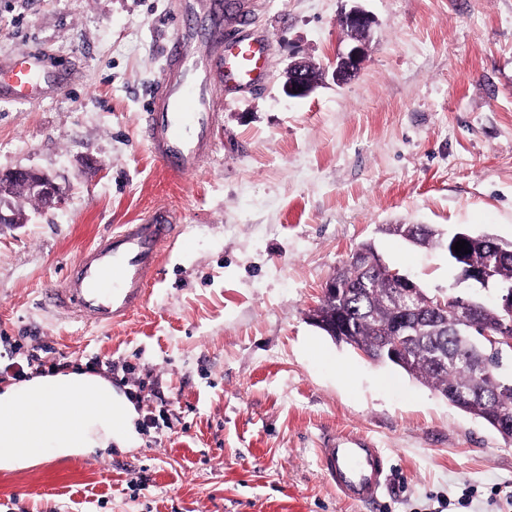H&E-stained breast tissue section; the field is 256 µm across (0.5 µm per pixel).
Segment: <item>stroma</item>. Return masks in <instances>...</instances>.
<instances>
[{
	"label": "stroma",
	"instance_id": "stroma-1",
	"mask_svg": "<svg viewBox=\"0 0 512 512\" xmlns=\"http://www.w3.org/2000/svg\"><path fill=\"white\" fill-rule=\"evenodd\" d=\"M233 35L266 59L251 84L208 71L222 109L202 167L168 176L141 115L180 0H0V59L41 50L67 76L35 103L0 102V171L55 179L62 204L21 201L0 228V383L9 339L46 343L135 404L140 442L0 470V512H464L512 498V442L401 369L308 319L361 245L429 293L461 281L444 248L389 234L426 224L512 241V0H234ZM372 18L356 76L289 97L292 61L328 67ZM184 222L144 308L96 330L42 308L79 252L156 206ZM370 437L389 458L376 502L324 478V437ZM372 23V18L360 8L351 9L345 12L340 19V26L347 33L350 39L359 41V31L368 28Z\"/></svg>",
	"mask_w": 512,
	"mask_h": 512
}]
</instances>
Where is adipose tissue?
I'll use <instances>...</instances> for the list:
<instances>
[{"label": "adipose tissue", "instance_id": "1", "mask_svg": "<svg viewBox=\"0 0 512 512\" xmlns=\"http://www.w3.org/2000/svg\"><path fill=\"white\" fill-rule=\"evenodd\" d=\"M137 413L110 380L71 372L0 386V469L95 455L136 439Z\"/></svg>", "mask_w": 512, "mask_h": 512}]
</instances>
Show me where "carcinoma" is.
Segmentation results:
<instances>
[{
	"label": "carcinoma",
	"instance_id": "cac0c4a2",
	"mask_svg": "<svg viewBox=\"0 0 512 512\" xmlns=\"http://www.w3.org/2000/svg\"><path fill=\"white\" fill-rule=\"evenodd\" d=\"M393 232L423 247L437 248L442 242L440 233L428 226L398 224ZM359 250L366 260H351L336 269L341 288L333 299L321 301L315 314L347 326L342 332L344 343L363 350L372 361L393 364L444 397L450 390L463 394L464 411L475 418L486 423L498 414L512 418V378L499 373V357L488 353L479 337L457 335L453 316L415 317L400 360L381 352L383 335L402 313L404 301L393 295L372 246L366 244ZM461 264L491 268L497 282L512 283V256L503 257L489 247L472 249ZM511 322L512 318L495 307L485 309L479 317L480 327L490 332L502 328L512 332Z\"/></svg>",
	"mask_w": 512,
	"mask_h": 512
}]
</instances>
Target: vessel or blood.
Returning <instances> with one entry per match:
<instances>
[{
  "instance_id": "vessel-or-blood-1",
  "label": "vessel or blood",
  "mask_w": 512,
  "mask_h": 512,
  "mask_svg": "<svg viewBox=\"0 0 512 512\" xmlns=\"http://www.w3.org/2000/svg\"><path fill=\"white\" fill-rule=\"evenodd\" d=\"M188 24L177 27L164 66L144 105L143 131L158 164L172 176L195 171L211 149L216 105L197 79L203 62L239 82L262 74L260 45L224 31V0H185ZM63 83L48 57L25 51L0 61V100L34 103ZM181 214L160 206L84 248L63 287L48 290L46 308L84 326L108 328L143 307L165 251L178 236ZM327 480L349 502L376 501L389 460L362 435L340 433L318 450Z\"/></svg>"
}]
</instances>
